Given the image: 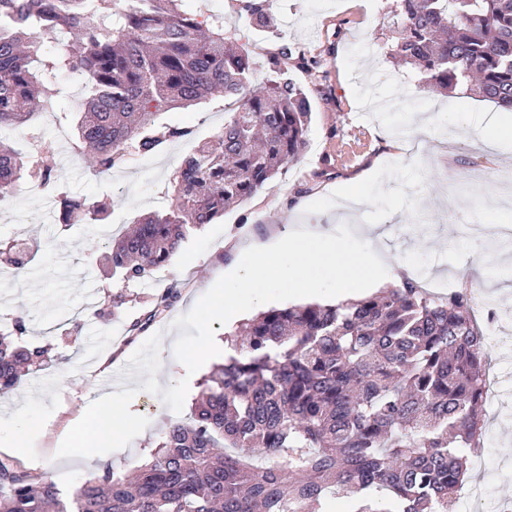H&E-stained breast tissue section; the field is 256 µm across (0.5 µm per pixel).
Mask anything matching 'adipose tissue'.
<instances>
[{
    "instance_id": "adipose-tissue-1",
    "label": "adipose tissue",
    "mask_w": 512,
    "mask_h": 512,
    "mask_svg": "<svg viewBox=\"0 0 512 512\" xmlns=\"http://www.w3.org/2000/svg\"><path fill=\"white\" fill-rule=\"evenodd\" d=\"M358 231L370 244L369 251L362 255L337 241L332 229L321 224L313 225L297 238L247 249L241 270L232 271L222 287L209 288L210 312L235 321L242 301L259 302L273 269L280 278L303 292L317 288L319 269H331L339 288L337 297L342 302L355 298L370 269L381 270L383 278L395 283L409 277V268L392 263L383 250L379 225L362 224ZM134 423L127 404L108 398L86 403L70 451L88 454L124 447Z\"/></svg>"
}]
</instances>
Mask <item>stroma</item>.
I'll use <instances>...</instances> for the list:
<instances>
[{
    "label": "stroma",
    "instance_id": "obj_1",
    "mask_svg": "<svg viewBox=\"0 0 512 512\" xmlns=\"http://www.w3.org/2000/svg\"><path fill=\"white\" fill-rule=\"evenodd\" d=\"M184 10L224 18L256 69L269 76L288 47V68L309 93L312 121L309 143L299 160L279 173L249 200L217 223L192 233L170 266L148 278L121 286L100 271L98 257L113 233L108 224L58 223L59 198L82 196L110 204V221L134 223L141 214L165 209L169 179L198 141L214 137L224 125L232 100L221 97L188 110L164 113V122L190 128L192 134L168 142L151 155L127 154L108 177L93 175L80 160L62 164L58 153L45 161L57 175V197L44 201L18 194L0 208V244L39 241L44 249L32 269L0 280V333H8L16 315H24L28 340L50 344L52 359L31 371L11 394L0 396V457L16 456L32 475H49L66 490L92 472L99 456L60 455L84 403L103 391L127 403L137 421L125 448L108 463L123 473L141 465L161 442L169 422L189 418L209 366L183 369L184 351L223 341L238 323L206 319L210 283L232 267L240 244L289 237L306 224L332 227L352 251L368 249L353 225L341 221L340 191L359 189L368 201L359 210L362 223L392 226L385 245L393 260L452 284H466L470 303H490L496 318L489 326L490 369L498 378L499 398L485 404L484 469L492 474L476 512H504L512 504V266L501 263L512 244H488L472 252L467 222L483 224L512 214V185L498 183L496 170L512 169V140L488 148L477 138L500 114L494 103L457 92L432 93L391 56L396 35L386 17L395 0H273L274 34L249 26L242 0H183ZM437 115L432 137L444 149L422 165L395 150L381 134L414 137L407 115ZM463 126V138L448 126ZM179 284L180 302L145 333L129 338L127 327L152 306L155 294ZM124 293L116 315H101L105 297ZM267 307L308 302L332 304L336 288L322 274L315 295L289 282L267 291ZM25 420L37 431L23 455L12 448L14 425Z\"/></svg>",
    "mask_w": 512,
    "mask_h": 512
}]
</instances>
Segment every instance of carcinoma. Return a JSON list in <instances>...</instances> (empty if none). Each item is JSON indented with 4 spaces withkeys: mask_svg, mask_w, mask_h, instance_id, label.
<instances>
[{
    "mask_svg": "<svg viewBox=\"0 0 512 512\" xmlns=\"http://www.w3.org/2000/svg\"><path fill=\"white\" fill-rule=\"evenodd\" d=\"M0 0V126L25 130L55 110L58 77L84 76L72 129L95 176L112 174L133 144L158 152L186 128L160 122L171 109L223 96L236 108L172 175L168 207L140 216L112 240L100 265L130 282L171 264L194 231L252 198L307 145L310 102L277 68L262 84L219 16L183 0ZM248 23L274 27L270 0H243ZM394 56L421 81L464 86L512 111V0H397ZM55 27L77 41L49 46ZM50 189L40 156L0 143V203L25 174ZM104 224L84 197L61 200L59 220ZM180 298L174 284L129 327L136 337ZM48 359V348L0 336V393ZM487 342L466 289L443 296L420 282L339 304L262 312L224 342V363L202 382L191 416L171 422L130 475L105 466L64 494L0 458V512H448L479 447L487 395Z\"/></svg>",
    "mask_w": 512,
    "mask_h": 512,
    "instance_id": "cac0c4a2",
    "label": "carcinoma"
}]
</instances>
